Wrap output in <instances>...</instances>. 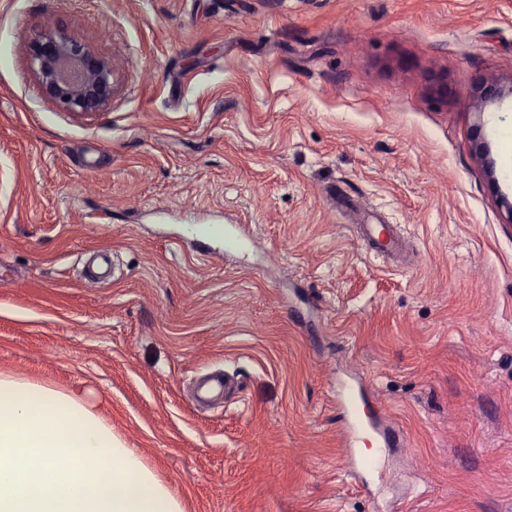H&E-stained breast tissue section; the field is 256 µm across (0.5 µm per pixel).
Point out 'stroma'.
<instances>
[{"label":"stroma","instance_id":"stroma-1","mask_svg":"<svg viewBox=\"0 0 512 512\" xmlns=\"http://www.w3.org/2000/svg\"><path fill=\"white\" fill-rule=\"evenodd\" d=\"M59 25L118 72L95 116L29 66ZM487 79L512 83V0H0V372L81 397L184 512H512V97L479 103ZM360 221L400 228L398 261ZM214 370L236 386L197 406ZM342 370L406 439L365 484ZM195 236L200 240H210L224 237L225 253H234L239 250L241 241L249 238V230L244 226H238L236 236H229L226 232L222 233L216 227L206 225H195L193 228Z\"/></svg>","mask_w":512,"mask_h":512}]
</instances>
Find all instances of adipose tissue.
Listing matches in <instances>:
<instances>
[{"instance_id":"obj_1","label":"adipose tissue","mask_w":512,"mask_h":512,"mask_svg":"<svg viewBox=\"0 0 512 512\" xmlns=\"http://www.w3.org/2000/svg\"><path fill=\"white\" fill-rule=\"evenodd\" d=\"M0 512H183L182 503L76 396L0 374Z\"/></svg>"}]
</instances>
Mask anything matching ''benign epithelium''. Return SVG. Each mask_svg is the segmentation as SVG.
<instances>
[{
  "instance_id": "1",
  "label": "benign epithelium",
  "mask_w": 512,
  "mask_h": 512,
  "mask_svg": "<svg viewBox=\"0 0 512 512\" xmlns=\"http://www.w3.org/2000/svg\"><path fill=\"white\" fill-rule=\"evenodd\" d=\"M28 59L43 95L62 111L89 117L112 103L116 81L111 60L65 28L40 31L28 45ZM503 95L495 79L477 88L482 102Z\"/></svg>"
}]
</instances>
